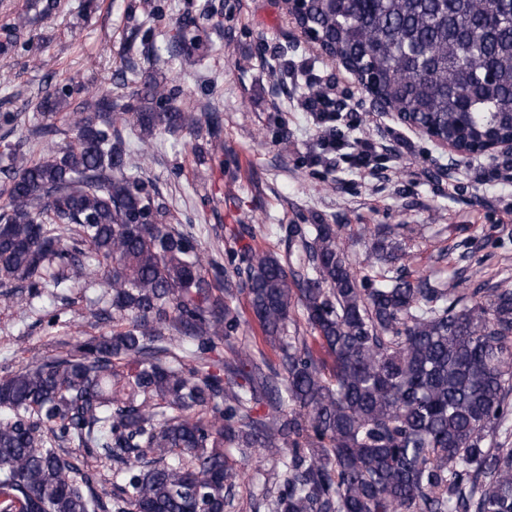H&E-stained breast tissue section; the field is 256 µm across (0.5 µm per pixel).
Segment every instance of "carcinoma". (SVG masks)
I'll return each mask as SVG.
<instances>
[{"label":"carcinoma","mask_w":512,"mask_h":512,"mask_svg":"<svg viewBox=\"0 0 512 512\" xmlns=\"http://www.w3.org/2000/svg\"><path fill=\"white\" fill-rule=\"evenodd\" d=\"M300 25L430 140L512 139V0H304ZM132 96L83 101L66 142L0 168V284L33 297L101 270L86 319L112 312V335L0 377V512H224L233 448L275 461L271 512H512V282L414 278L386 227L360 279L323 222L212 274L128 173L123 132L143 156L162 132L218 137L219 116L152 80ZM66 97L42 98L39 133ZM240 296L278 364L239 345ZM90 458L124 465L112 491Z\"/></svg>","instance_id":"obj_1"}]
</instances>
